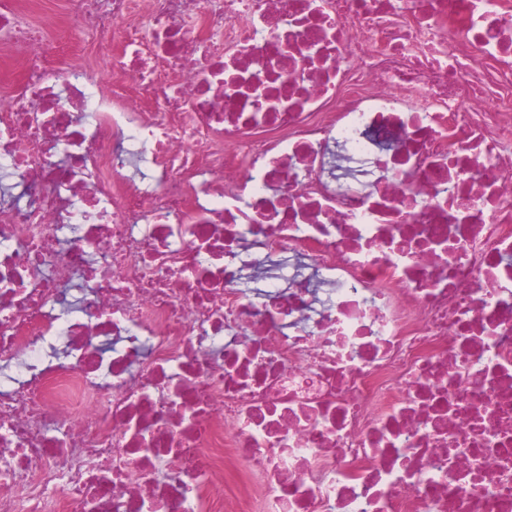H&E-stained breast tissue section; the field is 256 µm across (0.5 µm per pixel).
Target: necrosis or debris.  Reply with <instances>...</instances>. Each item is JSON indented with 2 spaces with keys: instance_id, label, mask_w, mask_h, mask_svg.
Segmentation results:
<instances>
[{
  "instance_id": "4bbe7bcc",
  "label": "necrosis or debris",
  "mask_w": 512,
  "mask_h": 512,
  "mask_svg": "<svg viewBox=\"0 0 512 512\" xmlns=\"http://www.w3.org/2000/svg\"><path fill=\"white\" fill-rule=\"evenodd\" d=\"M0 49V512H512V0H0Z\"/></svg>"
}]
</instances>
